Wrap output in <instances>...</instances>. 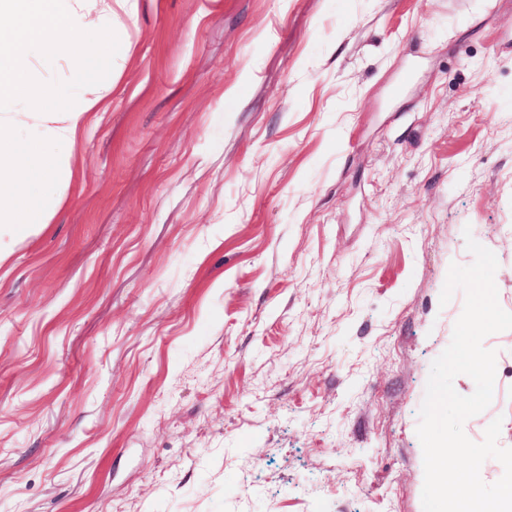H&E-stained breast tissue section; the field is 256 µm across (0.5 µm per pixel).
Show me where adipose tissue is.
I'll use <instances>...</instances> for the list:
<instances>
[{
	"mask_svg": "<svg viewBox=\"0 0 512 512\" xmlns=\"http://www.w3.org/2000/svg\"><path fill=\"white\" fill-rule=\"evenodd\" d=\"M87 0H0V98L27 97L22 116L0 114V223L14 236L29 234L47 223L62 202L55 185L70 178L75 145L91 113L112 103L111 82H101L86 94L50 106L51 91L30 89L27 65L33 48L83 56L85 76L111 68L112 57L100 54L86 34L96 25L122 26L134 20L137 0H94L98 21L87 18ZM33 123L39 138L29 145L16 143L10 128Z\"/></svg>",
	"mask_w": 512,
	"mask_h": 512,
	"instance_id": "1",
	"label": "adipose tissue"
}]
</instances>
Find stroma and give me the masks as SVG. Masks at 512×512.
<instances>
[{
  "instance_id": "stroma-1",
  "label": "stroma",
  "mask_w": 512,
  "mask_h": 512,
  "mask_svg": "<svg viewBox=\"0 0 512 512\" xmlns=\"http://www.w3.org/2000/svg\"><path fill=\"white\" fill-rule=\"evenodd\" d=\"M127 36L61 207L0 236V512H423L464 228L512 312V0H139ZM484 345L464 431L512 448Z\"/></svg>"
}]
</instances>
